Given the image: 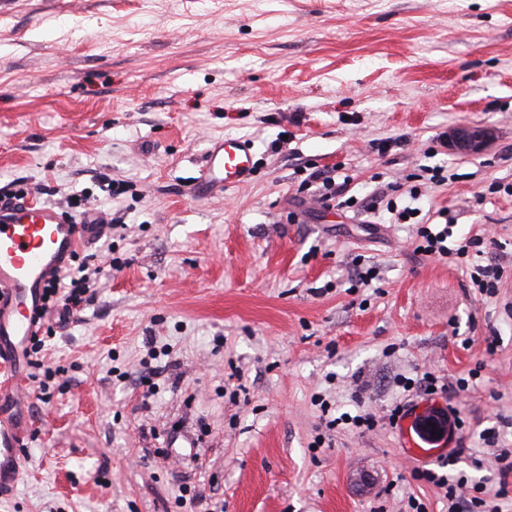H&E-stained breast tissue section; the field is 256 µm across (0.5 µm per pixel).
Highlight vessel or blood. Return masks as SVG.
I'll list each match as a JSON object with an SVG mask.
<instances>
[{
    "mask_svg": "<svg viewBox=\"0 0 512 512\" xmlns=\"http://www.w3.org/2000/svg\"><path fill=\"white\" fill-rule=\"evenodd\" d=\"M253 175L250 146L227 137L212 144L194 185L207 197L236 188ZM96 225H81L60 209L32 200L0 204V402L10 410L26 400L22 372L37 329L42 292L70 256L93 238ZM23 435L8 413L0 414V497L12 492L24 460Z\"/></svg>",
    "mask_w": 512,
    "mask_h": 512,
    "instance_id": "b4317fda",
    "label": "vessel or blood"
}]
</instances>
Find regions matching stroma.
I'll return each instance as SVG.
<instances>
[{"mask_svg":"<svg viewBox=\"0 0 512 512\" xmlns=\"http://www.w3.org/2000/svg\"><path fill=\"white\" fill-rule=\"evenodd\" d=\"M468 124L493 130L486 152L441 143ZM227 136L250 141L253 177L193 196ZM306 166L360 198L418 187L503 263L497 293L416 254L386 211L298 204ZM494 181L512 184V0H0V196L86 192L112 221L84 309L44 340L47 390L26 383L27 457L0 512H448L425 469L495 494L497 470L473 465L512 450V196L476 200ZM426 372L473 385L403 390ZM318 396L456 408L464 451L324 430Z\"/></svg>","mask_w":512,"mask_h":512,"instance_id":"35a3bbf8","label":"stroma"}]
</instances>
